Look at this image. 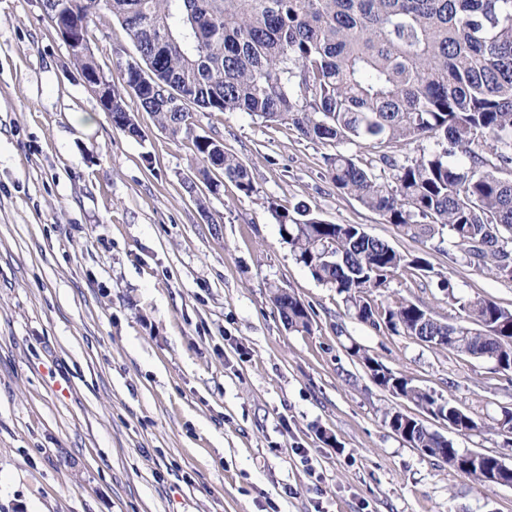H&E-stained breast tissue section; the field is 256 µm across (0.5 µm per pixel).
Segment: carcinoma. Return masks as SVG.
Listing matches in <instances>:
<instances>
[{"label":"carcinoma","instance_id":"cac0c4a2","mask_svg":"<svg viewBox=\"0 0 512 512\" xmlns=\"http://www.w3.org/2000/svg\"><path fill=\"white\" fill-rule=\"evenodd\" d=\"M90 26L109 13L124 28L139 61L126 65L127 87L141 107L171 136L187 128L188 106L210 112H249L266 122L288 124L307 141L383 145L425 138L439 149L396 168L381 183L353 157H327L336 188L378 212L411 239L426 243L449 231L471 264L512 281V0H42L51 22L59 3ZM180 97L171 108L151 92L144 70ZM112 124L128 136L144 135L112 90ZM199 158L190 186L211 184V169L223 171L248 196L247 166L209 137L193 140ZM462 151L467 165L449 158ZM282 239L314 278L344 296L354 317L384 329L439 345L474 359L496 358L512 370V311L484 297L457 299L452 323L405 298L375 302L400 272L428 271L426 260L395 250L356 224H332L299 204L275 212ZM270 300L283 324L309 334L308 307L285 289L270 286ZM362 364L377 385L404 396L417 410L455 425L469 436L480 429L474 415L452 398L423 389L366 354ZM385 424L395 434L409 429L415 447L442 458L460 455L453 441L408 414ZM512 409L491 426L504 437L503 451L479 466L453 463L487 488L488 465L512 486Z\"/></svg>","mask_w":512,"mask_h":512}]
</instances>
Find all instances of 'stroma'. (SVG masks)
<instances>
[{"label": "stroma", "mask_w": 512, "mask_h": 512, "mask_svg": "<svg viewBox=\"0 0 512 512\" xmlns=\"http://www.w3.org/2000/svg\"><path fill=\"white\" fill-rule=\"evenodd\" d=\"M88 41L122 86L138 58L122 26L100 16ZM125 108L144 139L113 127L39 0H0V512H512V487L480 488L391 432L402 402L350 348L475 413L482 430L453 437L463 452L499 451L489 425L512 380L358 321L273 216L303 203L424 258L427 276L395 275L386 294L440 320L456 319L452 295L512 311V281L452 237L412 240L328 173L340 151L387 183L436 141L312 143L196 107L173 137L134 94ZM197 137L247 166L251 194L219 169L186 190ZM273 284L312 334L284 326ZM270 300L283 324L298 333L311 334L313 321L308 307L285 289L270 285Z\"/></svg>", "instance_id": "stroma-1"}]
</instances>
